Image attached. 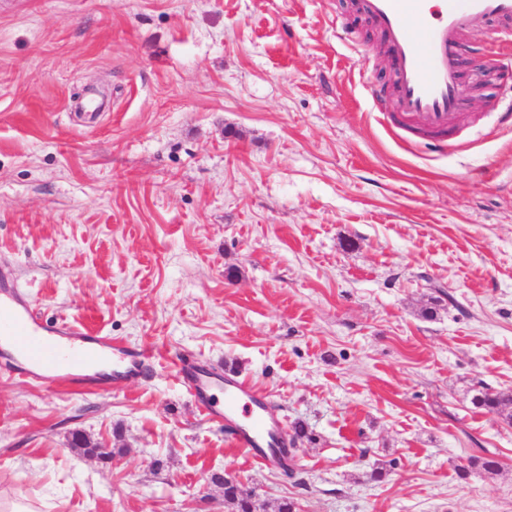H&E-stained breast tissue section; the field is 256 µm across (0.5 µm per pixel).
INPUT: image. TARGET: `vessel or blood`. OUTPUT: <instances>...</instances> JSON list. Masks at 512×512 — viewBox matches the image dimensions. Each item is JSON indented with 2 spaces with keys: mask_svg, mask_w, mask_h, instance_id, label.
Returning <instances> with one entry per match:
<instances>
[{
  "mask_svg": "<svg viewBox=\"0 0 512 512\" xmlns=\"http://www.w3.org/2000/svg\"><path fill=\"white\" fill-rule=\"evenodd\" d=\"M364 8L380 22L395 59L401 115L440 132L452 127L462 107L459 35L490 21L512 22V0H364ZM1 344L16 354L10 371L47 383L84 382V369L108 356L117 385L149 357L146 350L113 345L88 326L44 321L12 283L0 285ZM186 383L204 411H219L209 400L215 387L209 374L196 373ZM219 412L232 423V445L269 465L270 444L279 424L265 415L258 391L225 379L224 408Z\"/></svg>",
  "mask_w": 512,
  "mask_h": 512,
  "instance_id": "vessel-or-blood-1",
  "label": "vessel or blood"
}]
</instances>
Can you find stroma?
Masks as SVG:
<instances>
[{
  "label": "stroma",
  "mask_w": 512,
  "mask_h": 512,
  "mask_svg": "<svg viewBox=\"0 0 512 512\" xmlns=\"http://www.w3.org/2000/svg\"><path fill=\"white\" fill-rule=\"evenodd\" d=\"M366 31L345 0H0V268L44 320L151 353L117 389L0 369V501L228 512V473L265 512H512V425L471 403L512 391V39L461 37L486 87L439 141L393 124ZM179 364L304 423L303 485ZM483 454L499 473L460 480ZM177 375L184 383L189 386L193 395L202 405L204 411H207L208 414L215 416L222 415V412L218 411L209 401L208 396L213 395L211 394L213 389L218 388L220 391H223V388L221 386H217L208 373L198 372L189 377L180 367L177 370Z\"/></svg>",
  "instance_id": "1"
}]
</instances>
